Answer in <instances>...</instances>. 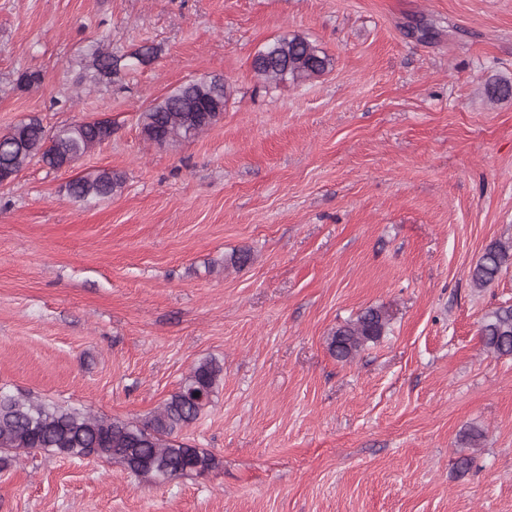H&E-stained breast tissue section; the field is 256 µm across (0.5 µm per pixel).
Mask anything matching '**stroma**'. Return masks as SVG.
Listing matches in <instances>:
<instances>
[{"label":"stroma","instance_id":"35a3bbf8","mask_svg":"<svg viewBox=\"0 0 512 512\" xmlns=\"http://www.w3.org/2000/svg\"><path fill=\"white\" fill-rule=\"evenodd\" d=\"M293 32L331 68L264 84L254 54ZM100 44L158 54L96 84ZM206 75L228 85L221 120L144 139L140 113ZM500 80L512 0H0V133L113 128L0 187V387L133 421L199 361L224 367L179 434L217 470L152 485L35 452L0 472V512H512V356L480 340L512 265L486 288L469 274L512 243ZM103 169L116 194L69 198ZM370 307L383 336L337 360L336 328Z\"/></svg>","mask_w":512,"mask_h":512}]
</instances>
